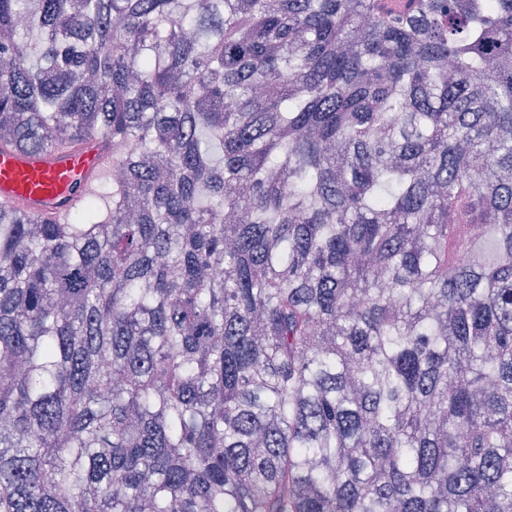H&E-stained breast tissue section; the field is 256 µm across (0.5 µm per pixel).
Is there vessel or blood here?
I'll return each mask as SVG.
<instances>
[{
	"label": "vessel or blood",
	"mask_w": 512,
	"mask_h": 512,
	"mask_svg": "<svg viewBox=\"0 0 512 512\" xmlns=\"http://www.w3.org/2000/svg\"><path fill=\"white\" fill-rule=\"evenodd\" d=\"M109 160L101 141L38 154L2 148L0 207L61 220L81 206Z\"/></svg>",
	"instance_id": "b4317fda"
}]
</instances>
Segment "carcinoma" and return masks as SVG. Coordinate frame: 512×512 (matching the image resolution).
I'll use <instances>...</instances> for the list:
<instances>
[{
    "mask_svg": "<svg viewBox=\"0 0 512 512\" xmlns=\"http://www.w3.org/2000/svg\"><path fill=\"white\" fill-rule=\"evenodd\" d=\"M93 139L0 512H512V0H0V148Z\"/></svg>",
    "mask_w": 512,
    "mask_h": 512,
    "instance_id": "1",
    "label": "carcinoma"
}]
</instances>
